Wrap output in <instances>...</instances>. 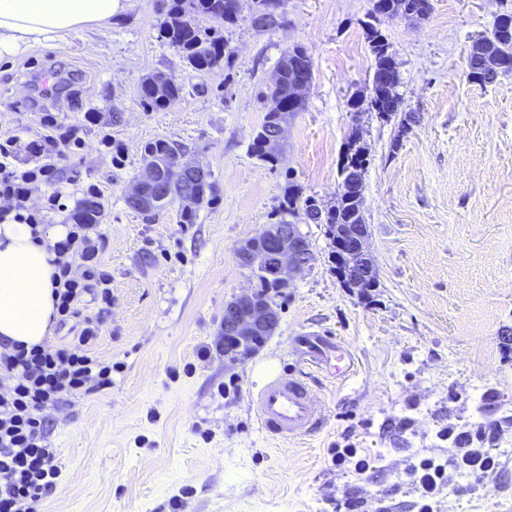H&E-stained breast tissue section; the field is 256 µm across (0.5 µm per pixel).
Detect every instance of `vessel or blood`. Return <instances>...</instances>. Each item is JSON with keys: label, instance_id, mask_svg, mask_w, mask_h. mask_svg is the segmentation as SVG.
<instances>
[{"label": "vessel or blood", "instance_id": "vessel-or-blood-1", "mask_svg": "<svg viewBox=\"0 0 512 512\" xmlns=\"http://www.w3.org/2000/svg\"><path fill=\"white\" fill-rule=\"evenodd\" d=\"M297 364L269 379L253 399L262 431L274 440H296L318 433L327 408L311 388V373L319 370L343 379L355 369L354 358L342 344H327L308 335L295 340Z\"/></svg>", "mask_w": 512, "mask_h": 512}]
</instances>
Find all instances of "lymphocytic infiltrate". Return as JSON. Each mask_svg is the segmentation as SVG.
Segmentation results:
<instances>
[{
	"label": "lymphocytic infiltrate",
	"instance_id": "obj_1",
	"mask_svg": "<svg viewBox=\"0 0 512 512\" xmlns=\"http://www.w3.org/2000/svg\"><path fill=\"white\" fill-rule=\"evenodd\" d=\"M81 145L75 130H62L46 113L29 144L33 164L17 161L15 138L0 142V199L8 203L0 209V221L10 216L21 224L38 225L49 213L64 211L67 191L58 177L59 165ZM38 191L44 202L34 208L29 201ZM70 219L66 236L47 246L54 256V307L61 322L79 316L87 301L112 300L111 277L99 262L101 234L78 213ZM77 266L83 269L78 277L73 274ZM98 334L97 322L88 317L76 340L67 344L29 348L0 342V512H38L42 499L56 487L61 471L45 414L111 385V361L91 349ZM457 472L455 463L433 456L410 461L406 478L418 512H439L443 492L454 484Z\"/></svg>",
	"mask_w": 512,
	"mask_h": 512
}]
</instances>
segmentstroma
Returning <instances> with one entry per match:
<instances>
[{
	"label": "stroma",
	"instance_id": "1",
	"mask_svg": "<svg viewBox=\"0 0 512 512\" xmlns=\"http://www.w3.org/2000/svg\"><path fill=\"white\" fill-rule=\"evenodd\" d=\"M501 2L431 0L421 23L382 21L397 92L419 116L396 150L394 124L355 120L348 105L373 73L372 0H286L271 32L241 12L224 31L230 62L209 70L188 67L161 38L170 0H131L107 27L0 60V140L36 129L42 110L77 127L84 146L60 177L78 199L88 185L101 189V261L112 276L111 304L88 309L112 385L49 413L61 476L40 512H332L331 499L345 495L360 499L359 512H415L409 461L447 456L437 431L478 429L475 408L490 396L500 406L489 440L498 467L459 477L443 512H512V74L482 86L466 59ZM296 45L313 82L270 168L249 144L265 114L260 93ZM45 70L62 90L40 109L31 81ZM158 71L182 93L149 110L140 85ZM357 122L378 288L366 297L343 288L323 226L297 213L315 261L278 298V324L259 352L225 365L215 349L224 308L256 286L240 247L270 224L286 181L319 205L335 201ZM106 134L121 161L102 146ZM158 139L182 143L212 174L214 198L194 223L177 202L149 220L126 202L145 144ZM310 331L346 344L357 371L343 382L315 374L322 432L271 442L250 396L294 364L293 340ZM348 438L374 460L366 475L331 463L330 448Z\"/></svg>",
	"mask_w": 512,
	"mask_h": 512
}]
</instances>
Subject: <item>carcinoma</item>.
<instances>
[{
	"instance_id": "1",
	"label": "carcinoma",
	"mask_w": 512,
	"mask_h": 512,
	"mask_svg": "<svg viewBox=\"0 0 512 512\" xmlns=\"http://www.w3.org/2000/svg\"><path fill=\"white\" fill-rule=\"evenodd\" d=\"M269 0H251L250 14L253 27L261 32H272L279 26V15L268 11ZM432 9L431 0H373L370 13L372 22L368 23L367 39L374 56V69L385 71L391 75V83L369 86L368 95L364 100L374 99L381 103L380 108L367 107L377 117L397 124V131L392 141V148L397 149L402 139L409 131L412 113L403 112V102L396 92L399 83V72L390 50V44L376 28L375 23L387 20H414L423 19L430 15ZM241 10L229 6V0H172L167 20L161 25V37L167 39L181 55L183 61L194 69L212 68L218 65L222 59L230 58L232 50L228 41L218 30L202 28L199 18L205 17L216 22L224 23L229 27L236 24ZM467 62L470 79L480 85L488 84V81L502 73H512V10H504L496 18L494 26L489 34L474 39L467 49ZM305 68L312 71V63L306 52L296 46L286 51L278 61L277 69L281 72V81L277 88L280 100L288 104V117L295 116L303 110L304 103L292 104L288 102L291 85L297 72ZM182 91L171 75H165V79L157 82L153 79H145L140 86V96L143 104L153 110L162 109L176 100ZM281 120L278 112H267L264 115L260 128L255 132L250 150L259 161L273 165L276 158L268 155L263 147L265 133ZM168 140H156L147 143L143 152H152L154 160L162 167L169 164V152L165 146ZM360 155L358 163L361 167L360 178H365L368 165V149L363 142L359 127L352 128L343 149L342 159L353 161L350 148ZM365 197L360 191L348 195L339 193L336 201L329 207L320 206L313 198H301L300 191L290 183L285 187L280 201L277 215L280 219L271 223H286L285 216L295 215L299 207L306 209L308 218L315 224L325 226V232L329 233L338 224H365L364 218ZM256 278L255 298L271 307L276 306L275 299L282 295L283 286L270 280L261 273V269H252ZM486 441L484 435H475L469 431L448 433V445L451 447V458L466 456L475 459L483 451Z\"/></svg>"
}]
</instances>
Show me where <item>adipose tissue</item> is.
<instances>
[{
    "label": "adipose tissue",
    "instance_id": "adipose-tissue-1",
    "mask_svg": "<svg viewBox=\"0 0 512 512\" xmlns=\"http://www.w3.org/2000/svg\"><path fill=\"white\" fill-rule=\"evenodd\" d=\"M127 0H0V59L49 39L111 22ZM45 246L30 225L0 223V337L28 345L52 333V276Z\"/></svg>",
    "mask_w": 512,
    "mask_h": 512
}]
</instances>
